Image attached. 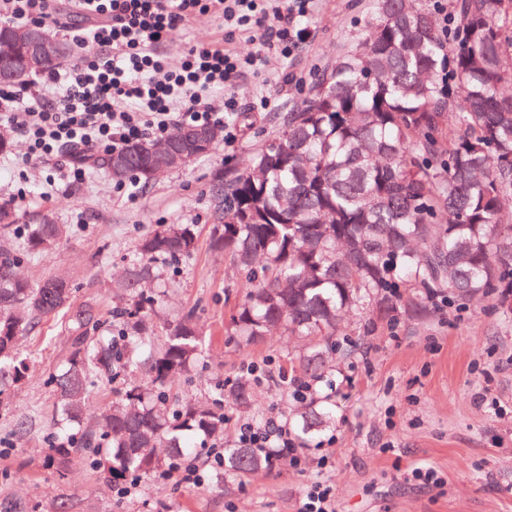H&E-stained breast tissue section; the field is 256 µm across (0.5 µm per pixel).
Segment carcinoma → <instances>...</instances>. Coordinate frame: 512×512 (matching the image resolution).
<instances>
[{
  "instance_id": "cac0c4a2",
  "label": "carcinoma",
  "mask_w": 512,
  "mask_h": 512,
  "mask_svg": "<svg viewBox=\"0 0 512 512\" xmlns=\"http://www.w3.org/2000/svg\"><path fill=\"white\" fill-rule=\"evenodd\" d=\"M459 24L444 33L418 0H378L377 16L354 50L326 71L302 107L283 117L277 134L243 170L216 175L224 192V223L213 245L245 279L230 317L232 334L248 341L274 330L311 347L300 360L320 379L336 332L351 316L371 312L391 321L397 308L430 315L434 298L453 305L492 297L512 312V0H456ZM152 180L144 158L125 167ZM65 226L33 225L27 254L53 249ZM193 224H168L141 238L137 258L115 282L125 307L104 325L91 302L74 305L64 278L32 284L17 273L21 255L0 252V397L28 377L19 337L49 314L66 317L68 356L47 384L58 413L45 465L62 477L75 452L111 483L155 477L224 438V398L248 408L253 392L238 382L212 402L174 400L170 387L195 372L202 354L190 318L171 325L155 347L160 294L144 285L163 268L191 256ZM140 372L89 425L96 383ZM331 405L291 415L303 436L329 426ZM265 460L238 443L224 448V470L257 471Z\"/></svg>"
}]
</instances>
